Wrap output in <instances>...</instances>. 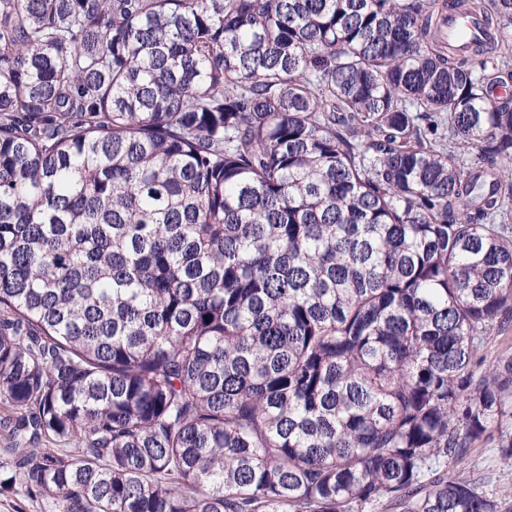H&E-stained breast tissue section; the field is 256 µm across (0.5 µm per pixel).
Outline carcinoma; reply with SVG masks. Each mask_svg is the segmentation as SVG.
Listing matches in <instances>:
<instances>
[{
  "label": "carcinoma",
  "mask_w": 512,
  "mask_h": 512,
  "mask_svg": "<svg viewBox=\"0 0 512 512\" xmlns=\"http://www.w3.org/2000/svg\"><path fill=\"white\" fill-rule=\"evenodd\" d=\"M511 81L512 0H0V491L502 512ZM448 46L456 51H464L469 46L483 41L486 30L482 18L460 12H448V21L444 26ZM483 354L486 356L487 364L499 357L512 354V323L505 330L491 336ZM465 475L475 479L484 492L501 499L503 510L511 508L512 512V460L500 456L495 442L488 439L472 446Z\"/></svg>",
  "instance_id": "1"
}]
</instances>
